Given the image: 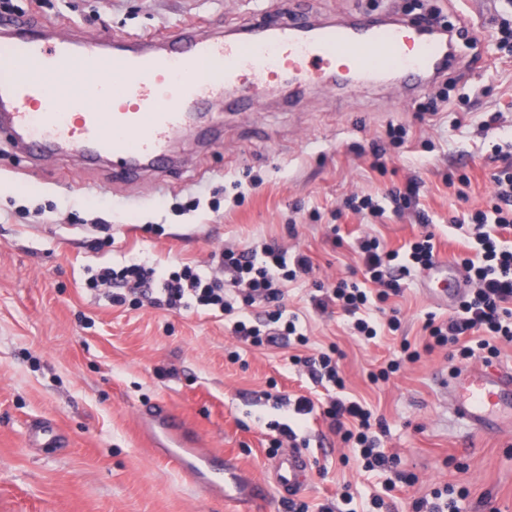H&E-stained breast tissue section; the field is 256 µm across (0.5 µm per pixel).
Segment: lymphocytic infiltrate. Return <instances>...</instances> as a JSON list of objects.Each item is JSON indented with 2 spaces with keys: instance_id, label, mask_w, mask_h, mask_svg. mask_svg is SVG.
Instances as JSON below:
<instances>
[{
  "instance_id": "obj_1",
  "label": "lymphocytic infiltrate",
  "mask_w": 512,
  "mask_h": 512,
  "mask_svg": "<svg viewBox=\"0 0 512 512\" xmlns=\"http://www.w3.org/2000/svg\"><path fill=\"white\" fill-rule=\"evenodd\" d=\"M494 199L490 211H477L471 217L469 243L478 250L476 258H462L468 291L455 316L445 322L428 320L429 346L453 345L460 356L470 357L474 348L496 353L500 340L512 341V246L505 235L512 233V163L493 175ZM364 283L339 280L329 293L315 298L320 311L336 307L352 321L358 336L371 341L383 331H397V314L387 313L390 296L400 291L399 279L414 269L429 268L435 261L434 236L427 233L410 243L405 251L383 250L377 239L361 241ZM224 268V281H216L199 268L184 265L180 271L159 277L149 260L134 258L121 268H102L94 287L121 284L123 291L114 295L122 302L124 293L146 296L150 305L180 310L188 305L235 314L234 336L254 347L272 345L285 335H298L297 316L287 315L282 303L284 290L298 273H309L311 258L303 253L288 255L271 246H254L245 251L227 249L218 256ZM247 310L265 305L266 322L253 325L247 311L236 314L237 303ZM294 364L306 367L316 383L337 389L323 414L333 430L345 441L358 445L363 467L368 472H386L395 459L381 450L374 433L373 414L362 403L340 396L344 387L338 364L332 354L321 352L304 358L294 357Z\"/></svg>"
}]
</instances>
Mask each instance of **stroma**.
Instances as JSON below:
<instances>
[{"label": "stroma", "mask_w": 512, "mask_h": 512, "mask_svg": "<svg viewBox=\"0 0 512 512\" xmlns=\"http://www.w3.org/2000/svg\"><path fill=\"white\" fill-rule=\"evenodd\" d=\"M306 14L340 19L356 14L479 19L485 36L458 47L474 69L455 68L406 98L395 83L359 89L325 84L290 103L258 89L250 106L216 107L220 137L191 131L173 145L179 161L168 172L119 181L103 161L74 154L42 159L17 148L0 129V512H237L197 492L189 478L155 457L137 417L145 405L167 404L219 455L256 481L268 478L267 453L277 424L292 416L287 401L311 382L294 366L296 352L337 349L348 392L383 425L381 446L396 456L391 472L362 471L358 452L317 413L297 428L296 445L310 458L309 484L292 500L277 492L246 512H371V498L395 482L392 512H412L432 490L461 491L460 512H512V424L493 434L468 431L449 419L436 387L439 374L483 364L512 365V341L489 356L460 358L455 348L425 350L428 315L447 320L453 307L424 291L426 271L401 282L389 307L397 332L364 343L337 314L311 302L336 278L362 280L360 237L398 249L415 236L435 235L436 256H459L453 217L487 209L493 147L512 142V61L498 62L489 34L512 19V0H295ZM26 18L84 37L116 40L165 37L192 22L205 31L237 27L247 0H14ZM408 132L392 143L390 126ZM384 166L374 169V153ZM466 174L457 195L446 181ZM419 186L417 211L357 215L353 195L384 200L409 182ZM266 242L303 252L313 271L285 289L309 339L265 349L237 342L225 318L196 308L171 311L126 301L115 305L90 290L103 267L135 256L159 273L189 263L208 269L225 248ZM419 353L408 360L406 349ZM400 368L372 381L390 361ZM276 389L282 403L264 396ZM56 424L58 451L29 439L34 423Z\"/></svg>", "instance_id": "35a3bbf8"}]
</instances>
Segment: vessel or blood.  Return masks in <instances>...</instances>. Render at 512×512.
<instances>
[{"instance_id":"vessel-or-blood-1","label":"vessel or blood","mask_w":512,"mask_h":512,"mask_svg":"<svg viewBox=\"0 0 512 512\" xmlns=\"http://www.w3.org/2000/svg\"><path fill=\"white\" fill-rule=\"evenodd\" d=\"M30 26L0 19V127L22 150L73 151L111 161L129 178L166 157L191 111L231 96L251 100L265 87L312 85L325 78L354 85L395 76L415 85L457 64L451 31L440 33L404 18L316 23L295 10H254L236 32L203 38L194 25L166 39L138 40L105 50L90 39L53 29L32 39ZM462 270L435 263L429 280L449 284L460 301ZM454 418L480 433L512 419V369L468 368L438 376ZM151 448L227 502L263 497L264 485L244 484L236 463L204 448L163 404L142 412ZM311 465L294 449L272 464V484L285 497L304 488Z\"/></svg>"}]
</instances>
